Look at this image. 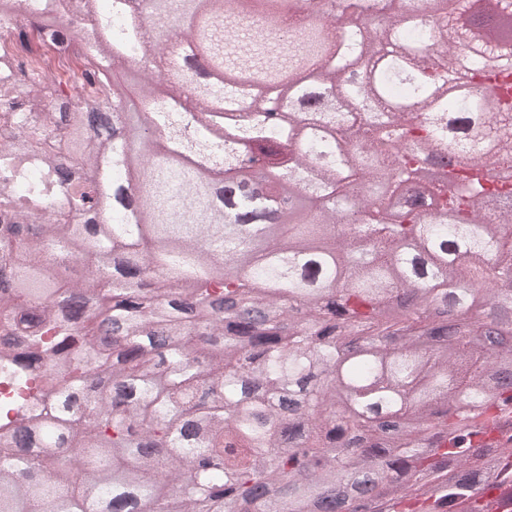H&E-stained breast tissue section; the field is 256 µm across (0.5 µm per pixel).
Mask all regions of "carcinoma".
I'll return each instance as SVG.
<instances>
[{"instance_id":"carcinoma-1","label":"carcinoma","mask_w":512,"mask_h":512,"mask_svg":"<svg viewBox=\"0 0 512 512\" xmlns=\"http://www.w3.org/2000/svg\"><path fill=\"white\" fill-rule=\"evenodd\" d=\"M91 0L93 16L53 14L25 0L15 35L66 48L94 93L123 59L161 58L101 103L18 113L3 132L0 211L39 215L68 195L75 224H1L15 253L0 264V374L42 373L54 410L0 420V512H315L333 470L370 497L343 512H512V383L497 387L499 354L477 344L500 293L512 296V41H483L460 23L473 0H397L390 23H359L361 0ZM276 21L286 35L265 34ZM204 52L224 85L182 101L193 75L185 48ZM468 58L471 93H439ZM34 78L0 80L5 102L36 94ZM288 99L265 124L267 103ZM124 110L123 133L112 104ZM490 123L455 137L448 117ZM422 142L427 154L414 150ZM266 162L261 191L240 155ZM452 155L428 193L409 182ZM150 156L138 208L112 199L117 175ZM306 190L279 234L257 239L286 192ZM428 247L420 280L411 240ZM95 258L62 289V260ZM459 287L448 288L441 273ZM486 306L468 288L488 281ZM236 296L275 317L224 315ZM465 320L448 334L431 309ZM168 336L160 349L156 336Z\"/></svg>"}]
</instances>
